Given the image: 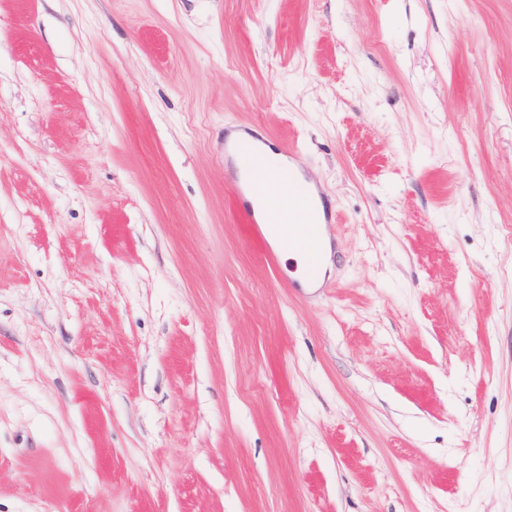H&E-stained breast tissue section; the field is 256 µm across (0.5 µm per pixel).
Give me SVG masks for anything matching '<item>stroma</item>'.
Here are the masks:
<instances>
[{"label":"stroma","mask_w":512,"mask_h":512,"mask_svg":"<svg viewBox=\"0 0 512 512\" xmlns=\"http://www.w3.org/2000/svg\"><path fill=\"white\" fill-rule=\"evenodd\" d=\"M0 512H512V0H0ZM224 152L234 156L245 171L246 178L239 183L236 192L250 202L246 219L253 234L265 244L269 259L274 258L269 241L275 239L286 248L305 253L306 274L309 278L317 277L319 225L332 223V216L326 217L324 212V222L314 223L313 187L307 180H300L290 167L272 169L256 140L249 134L225 141ZM250 198L262 201L260 210L253 208ZM294 226L299 228L296 233Z\"/></svg>","instance_id":"1"}]
</instances>
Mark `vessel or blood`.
Returning <instances> with one entry per match:
<instances>
[{
    "mask_svg": "<svg viewBox=\"0 0 512 512\" xmlns=\"http://www.w3.org/2000/svg\"><path fill=\"white\" fill-rule=\"evenodd\" d=\"M224 150L238 160L246 174L238 185V195L262 202L261 209L251 208L246 214L253 234L262 242L275 240L305 253L306 274L317 277L320 236L315 231L313 187L293 169H272L250 135L225 141Z\"/></svg>",
    "mask_w": 512,
    "mask_h": 512,
    "instance_id": "obj_1",
    "label": "vessel or blood"
}]
</instances>
